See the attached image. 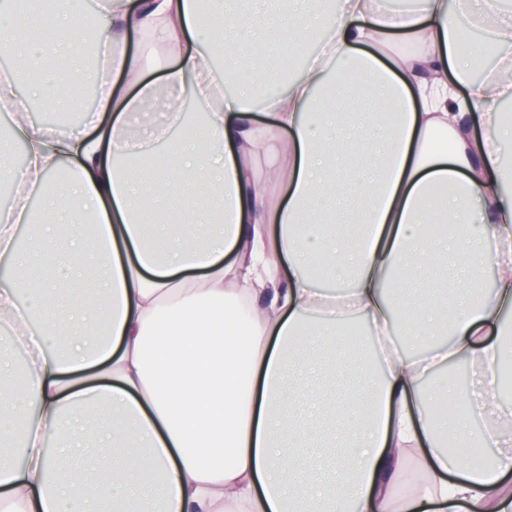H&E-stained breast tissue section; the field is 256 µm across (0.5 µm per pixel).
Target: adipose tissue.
<instances>
[{
  "mask_svg": "<svg viewBox=\"0 0 512 512\" xmlns=\"http://www.w3.org/2000/svg\"><path fill=\"white\" fill-rule=\"evenodd\" d=\"M203 14L199 0H99L95 33L71 18L14 11L0 32L36 81L0 71V104L25 153L0 211V506L6 512H512V433L497 394L512 310V190L501 188L512 123V10L502 0H341L307 10L251 0ZM498 51L473 75L465 31ZM159 33L172 65L145 82L123 42ZM323 36L270 90L271 56ZM97 51L95 107L83 106L81 54ZM242 79L225 93L210 58ZM196 98L205 124L191 144L170 136ZM35 99L81 112L85 133L31 123ZM163 106L150 139L132 117ZM168 146L147 172L146 141ZM67 191L54 182L60 169ZM455 194L430 204L442 186ZM39 195L42 208L28 206ZM177 199V223L148 224ZM38 223L67 263L93 244L102 301L76 279L33 288L17 224ZM495 286L483 291L486 267ZM363 320L376 348L361 389L325 400L302 343L339 320ZM403 336L431 338L412 353ZM477 385L426 387L451 362ZM463 404L459 450L443 448L427 409ZM101 414L82 426L91 406ZM484 419L481 430L471 420ZM71 438L68 450L51 437ZM102 448L99 456L89 446ZM495 449L492 463L467 448ZM421 482L394 497L409 456ZM323 475L318 491L299 470Z\"/></svg>",
  "mask_w": 512,
  "mask_h": 512,
  "instance_id": "1",
  "label": "adipose tissue"
}]
</instances>
